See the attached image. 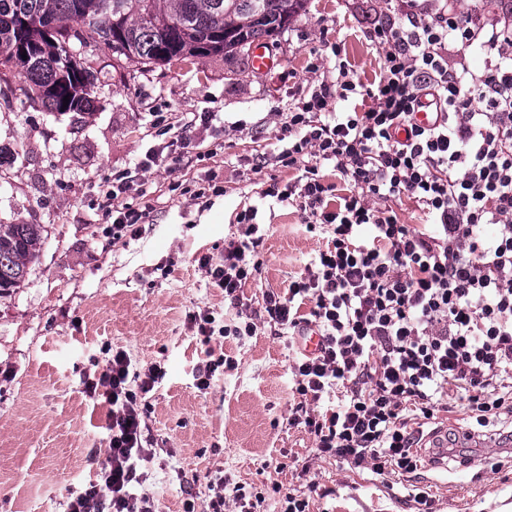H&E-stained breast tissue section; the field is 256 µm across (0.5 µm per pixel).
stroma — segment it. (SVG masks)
I'll list each match as a JSON object with an SVG mask.
<instances>
[{
  "mask_svg": "<svg viewBox=\"0 0 512 512\" xmlns=\"http://www.w3.org/2000/svg\"><path fill=\"white\" fill-rule=\"evenodd\" d=\"M390 7L307 0L270 40L277 64L264 74L240 56L141 71L97 51L86 57L101 74L89 108L48 112L24 80L0 86V146L23 148L0 163V223L43 229L25 280L0 297V512H65L69 494L92 479L107 410L86 396L84 381L103 370L105 345L126 351L137 368L166 371L146 418L155 456L145 488L158 512H181L186 482L206 507L219 476L224 512H240L238 483L262 493L257 512H277L276 484L308 491L310 512H417V489L432 512H512V448L459 447L447 468L403 476L317 457L310 436L288 423L297 400L287 338L265 325L206 345L186 321L203 310L223 319L224 294L198 260L220 256L237 237L243 208H256L265 226L261 273L244 288L253 302L287 288L322 246L301 212L265 194L299 175L275 162L288 99L321 82L336 44L356 77L372 82L382 51L366 31ZM159 148L167 162L142 168ZM247 157L264 159L261 171L244 165ZM209 170L223 195L194 198L191 187ZM116 172L129 174V200L148 212L139 235L119 241L104 216V189ZM211 354L237 365L197 389V370Z\"/></svg>",
  "mask_w": 512,
  "mask_h": 512,
  "instance_id": "obj_1",
  "label": "stroma"
}]
</instances>
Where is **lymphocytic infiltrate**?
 <instances>
[{
	"instance_id": "1",
	"label": "lymphocytic infiltrate",
	"mask_w": 512,
	"mask_h": 512,
	"mask_svg": "<svg viewBox=\"0 0 512 512\" xmlns=\"http://www.w3.org/2000/svg\"><path fill=\"white\" fill-rule=\"evenodd\" d=\"M368 35L384 51L378 82L363 84L334 46L336 79L289 105L282 128L277 160L300 174L267 191L325 244L286 293L265 292L250 308L243 289L261 271L264 227L255 208L242 210L240 238L198 260L236 316L219 327L192 312L188 322L207 343L276 327L293 348L289 422L317 454L412 474L423 460L409 409L430 420L455 399L483 426L512 401V8L412 4L380 13ZM326 164L346 186L339 198ZM130 190L127 174L113 175L105 218L116 240L136 237L148 217ZM402 197L427 227L400 222L390 202ZM310 327L321 337L313 353L300 343ZM163 377L119 350L86 379L87 396L108 409L107 450L66 512H157L141 489L153 455L142 420Z\"/></svg>"
}]
</instances>
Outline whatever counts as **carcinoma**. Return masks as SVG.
I'll return each mask as SVG.
<instances>
[{"label":"carcinoma","mask_w":512,"mask_h":512,"mask_svg":"<svg viewBox=\"0 0 512 512\" xmlns=\"http://www.w3.org/2000/svg\"><path fill=\"white\" fill-rule=\"evenodd\" d=\"M306 0H0V80L28 81L50 112L80 110L99 77L69 49L139 65L248 53ZM27 58H22V55ZM69 97L68 105L63 98ZM42 244L39 224H0V295L19 286Z\"/></svg>","instance_id":"1"}]
</instances>
